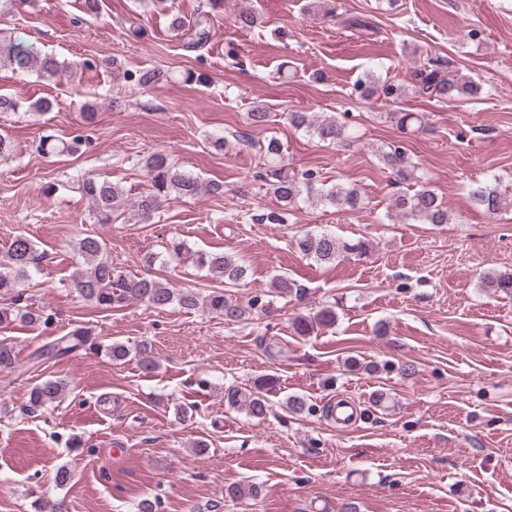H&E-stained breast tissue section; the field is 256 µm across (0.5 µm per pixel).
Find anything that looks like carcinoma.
<instances>
[{
    "label": "carcinoma",
    "mask_w": 512,
    "mask_h": 512,
    "mask_svg": "<svg viewBox=\"0 0 512 512\" xmlns=\"http://www.w3.org/2000/svg\"><path fill=\"white\" fill-rule=\"evenodd\" d=\"M169 0H141L147 8L163 7L171 16L170 26L181 34V47L186 51L204 49L210 38L214 18L225 11L226 0H203L201 9L191 20H186L172 11ZM318 6L327 18H336L345 28L368 29L373 24L362 16L338 15L336 0H320ZM6 62L12 71L20 74H36L40 79L55 81L61 77L71 78L72 66L56 57L41 53L34 43L22 36L0 32V63ZM129 86L146 91L166 79L158 69H143L124 74ZM413 79L415 92L421 96L453 99L464 94H476L479 87L466 75L447 69L431 57L414 61ZM403 86L366 71L353 86V94L363 99H376L394 102L400 98ZM52 109L51 101L40 99L26 105L13 96L0 93V113L19 112L42 114ZM248 124L255 127L270 122V112L261 105H253L247 112ZM390 119L403 133H413L422 125L417 112L400 110L391 113ZM288 123L323 143H353V126L338 118L318 119L306 112L288 113ZM233 139L255 149L264 172L261 177L280 204V210L255 214L252 219L262 223L280 224L283 214L301 200L311 204H326L340 210H355L363 203L359 188L347 183H337L330 187L320 181V175L312 170H288L283 164V146L276 138L252 142L246 135L238 133ZM85 143L82 134L67 139L59 137L51 129L43 131L39 139V152L49 155H74ZM380 162L395 177L397 183L413 186L404 193L394 196L391 207L393 215L407 224H446L449 221L448 206L438 194L415 176L417 166L402 145L392 144L389 150L379 156ZM147 173V186L131 193L92 172L81 174L74 180V188L92 205L94 223L115 224L123 214L122 206L133 208L137 219L143 224L154 222L167 196L174 193L181 197L194 198L201 194L222 195L224 184L217 181L201 182L197 177L182 170L174 158L164 152H156L143 160ZM469 198L475 208L494 215L502 209L512 207V197L501 189L499 179L493 177L478 182L469 190ZM300 253L320 263H334L346 254L362 255L368 250V243L362 240L348 242L332 232L306 233L296 240ZM172 252L180 259L206 272L221 287L211 291L205 298L190 289H176L156 275L128 278L116 269L112 255L106 251V244L94 234H86L78 240L77 253L80 261L70 274V285L79 296L102 310H117L130 302H140L155 310H164L177 305L184 310H195L204 306L206 310L229 321L249 319L251 313L271 309L274 299L291 298L304 300L307 288L283 275L273 277L268 293L255 295L242 305L225 293V288L241 285L247 278V267L236 258L224 252L193 250L182 241L171 243ZM40 270V255L34 241L25 233H18L11 239L4 255L0 257V325L16 320L29 323L48 324L52 315L40 309L21 305L22 294L19 286L27 280L32 271ZM483 282L489 288L503 293H512V273L486 274ZM336 321V313L323 309L314 316L300 315L294 321V330L300 336H307L317 326H330ZM88 341L87 331L74 330L55 340L41 350L43 355H65ZM107 354L112 362L120 363L132 355L139 358L143 371L154 369V360L142 346L133 351L121 342L112 343ZM66 384L60 380L48 379L34 386L29 393V401L37 407L50 406L62 398ZM278 393L276 380L262 377L254 381L252 389L244 392L231 385L224 388V403L232 409H242L256 419H264L270 414L272 397Z\"/></svg>",
    "instance_id": "cac0c4a2"
}]
</instances>
